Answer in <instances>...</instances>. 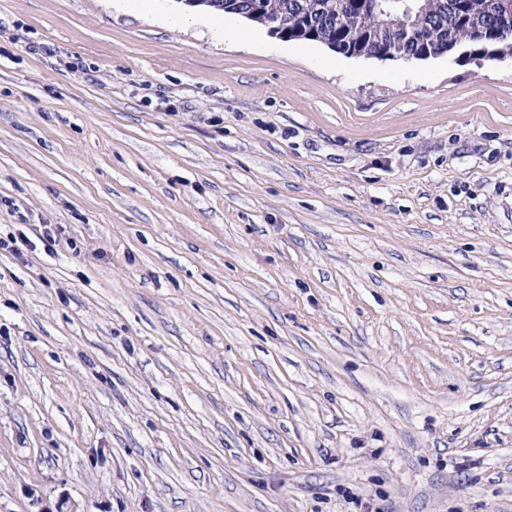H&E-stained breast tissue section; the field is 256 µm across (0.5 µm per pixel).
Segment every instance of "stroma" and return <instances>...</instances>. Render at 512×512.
<instances>
[{"instance_id":"1","label":"stroma","mask_w":512,"mask_h":512,"mask_svg":"<svg viewBox=\"0 0 512 512\" xmlns=\"http://www.w3.org/2000/svg\"><path fill=\"white\" fill-rule=\"evenodd\" d=\"M150 8L0 0V512H512V61Z\"/></svg>"}]
</instances>
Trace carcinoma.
Returning a JSON list of instances; mask_svg holds the SVG:
<instances>
[{"instance_id": "1", "label": "carcinoma", "mask_w": 512, "mask_h": 512, "mask_svg": "<svg viewBox=\"0 0 512 512\" xmlns=\"http://www.w3.org/2000/svg\"><path fill=\"white\" fill-rule=\"evenodd\" d=\"M204 10L239 15L250 5L280 25L288 41L319 42L341 52L371 43L392 53L390 59H416L432 49L447 53L448 46L463 42L477 58L494 61L512 56V41L488 38L496 22L512 17V0H397L395 15L382 19L384 0H202ZM415 24L419 39L408 38Z\"/></svg>"}]
</instances>
